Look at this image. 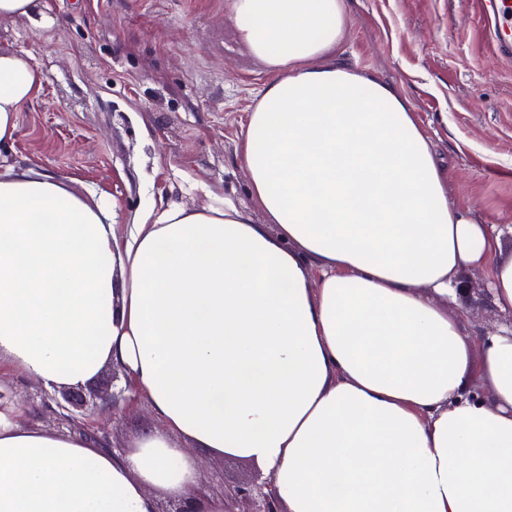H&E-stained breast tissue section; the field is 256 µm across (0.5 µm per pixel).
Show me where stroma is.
<instances>
[{
    "label": "stroma",
    "mask_w": 512,
    "mask_h": 512,
    "mask_svg": "<svg viewBox=\"0 0 512 512\" xmlns=\"http://www.w3.org/2000/svg\"><path fill=\"white\" fill-rule=\"evenodd\" d=\"M44 26L0 19V48L44 75L18 117L9 163L55 175L90 203L114 202L118 232L146 206L196 209L207 190L232 197L264 222L240 166L247 117L267 81L242 43L224 0H38ZM343 60L398 86L432 139L448 196L501 234L512 253V63L493 54L472 0H348ZM458 315L465 333L512 323L493 303L487 272L468 268ZM26 408L21 422L62 424L40 385L0 371ZM114 446L128 448L156 421L147 402L95 416ZM215 499L250 483L256 466L190 451Z\"/></svg>",
    "instance_id": "35a3bbf8"
}]
</instances>
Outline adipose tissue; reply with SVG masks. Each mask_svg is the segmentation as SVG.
I'll list each match as a JSON object with an SVG mask.
<instances>
[{"label":"adipose tissue","mask_w":512,"mask_h":512,"mask_svg":"<svg viewBox=\"0 0 512 512\" xmlns=\"http://www.w3.org/2000/svg\"><path fill=\"white\" fill-rule=\"evenodd\" d=\"M225 5L270 75L239 160L277 233L213 192L121 235L55 176L0 173V366L49 390L117 367L158 423L117 455L19 424L0 384V512H155L199 489L191 446L255 463L282 512H512V331L451 311L467 266L512 310V257L402 91L337 59L347 0ZM42 86L0 49V148Z\"/></svg>","instance_id":"adipose-tissue-1"}]
</instances>
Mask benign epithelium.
Returning a JSON list of instances; mask_svg holds the SVG:
<instances>
[{
    "label": "benign epithelium",
    "instance_id": "obj_1",
    "mask_svg": "<svg viewBox=\"0 0 512 512\" xmlns=\"http://www.w3.org/2000/svg\"><path fill=\"white\" fill-rule=\"evenodd\" d=\"M89 394L100 397L114 413L125 411L138 401V394L129 376L115 371L112 372V383L108 391H101L96 387L87 391L82 388L62 389L57 394L46 391L43 401L52 400L57 404L61 409L60 420L70 430L77 431L89 440L111 449L113 445L107 432L87 417ZM211 492V487L203 485L195 499L166 512H211L206 507L210 502ZM224 512H280L272 478L256 479L234 493L224 494Z\"/></svg>",
    "mask_w": 512,
    "mask_h": 512
}]
</instances>
